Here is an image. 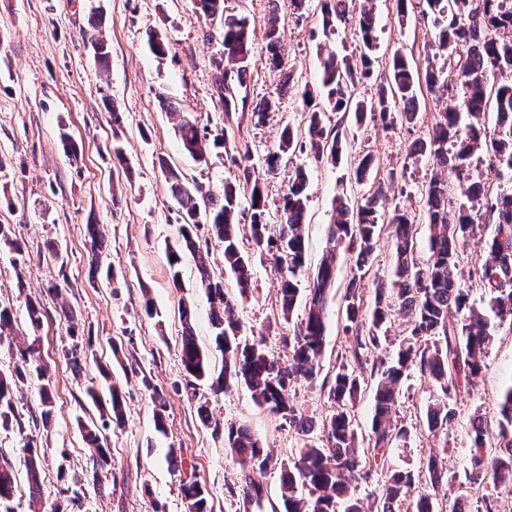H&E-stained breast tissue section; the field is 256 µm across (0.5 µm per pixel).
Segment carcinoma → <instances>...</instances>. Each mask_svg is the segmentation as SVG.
<instances>
[{
  "label": "carcinoma",
  "instance_id": "obj_1",
  "mask_svg": "<svg viewBox=\"0 0 512 512\" xmlns=\"http://www.w3.org/2000/svg\"><path fill=\"white\" fill-rule=\"evenodd\" d=\"M421 14L430 19L441 54L427 58L425 68L410 62L397 50L388 73L375 76L377 56L376 0H323V27L335 33L351 27L362 44L361 67L335 51L321 59L324 106L307 111L304 135L287 125L278 149L268 153L265 164L272 169L282 156L305 155L317 162L336 163L347 144L339 125H331L330 114H354L370 118L386 127L411 125L417 119L421 88L450 101L438 113L429 137L411 144L407 157L430 160L428 180L422 192L429 229L428 253L422 258L416 247V219L405 210L390 207L382 191L369 192L360 202L346 198L334 202L329 241L332 250L313 275L305 303V315L296 336L288 341V360L280 363L266 350L260 338L241 337L239 298L224 289V276L215 275L210 246L219 248L224 271L233 275L240 298L250 287L252 256H268L281 275L282 317L291 315L300 288L298 279L306 267V245L301 226L306 216L307 174L297 166L288 192L278 209V232L269 234V213L258 183L251 180L253 156L249 150L232 158L241 178L226 183L220 191L202 190L190 185L181 172L163 157L158 165L171 199L182 221L181 239L169 248L167 258L174 287H179V266L184 258L195 260L201 287L212 308V328L216 349L224 354V369L211 383L216 392L233 384L246 386L257 406L281 417L302 436L301 448L288 460L277 461L270 450L245 425L224 424V447L245 472L240 493L244 504L263 509V494L249 473L264 472L279 465V497L285 512H400L409 500L412 512H438L437 496L446 491L448 512H469L464 490L485 486L512 492V387L501 396L495 419L496 434L489 435L488 422L480 414L470 418V457L463 475H448L434 454L423 462L424 479L408 470H394L380 493L364 501L351 493V483H369L374 467L385 462V451L406 439L407 431L396 423V407L405 379L419 374L432 379L444 399L428 406L427 426L433 434L448 430L456 411L448 400L463 381L473 385L483 372L485 359L493 346L498 328L512 323V193L492 194L473 175V161L485 158L498 177L512 176V0H420ZM267 20L266 49L275 68L286 66L288 54L281 39L279 0H271ZM197 9L220 21L222 57L225 71L236 76L239 85L248 81L247 62L252 53V31L248 18L226 12L224 0H197ZM94 61L104 66L111 52L94 32L85 33ZM375 86L364 97L357 90ZM493 112L497 123L491 130L481 116ZM173 130L182 150L197 162L206 161L210 146L196 119L189 113L170 110ZM375 166V158L364 155L355 164L353 176L362 182ZM468 181L448 216V181ZM249 198L251 251L240 245L235 217L241 199ZM390 213L395 280L380 283L374 306L365 312L359 292L360 281L370 269L379 242V218ZM493 226L486 242L488 257L463 272L461 258L476 226ZM92 265L99 264L103 241L94 224L87 225ZM0 246L13 251L16 261H27L26 252L13 239L8 224H0ZM345 249L354 267L347 285L343 332L350 359L338 365L330 379L322 382L331 412L317 420L303 414L290 400L289 388L300 379L313 380L322 356L325 317L334 286L337 251ZM483 288L482 304L470 300L467 281ZM30 339L15 335L13 311L0 306V340L15 346L23 365L9 373L0 372V427H17L23 434L20 454L28 479V497L38 501L41 494L39 466L43 457L37 442L24 434L17 418L15 398L20 384L27 380V366H35L43 379L39 388L40 416L43 423L53 418V385L47 368L33 364L36 332L43 324L44 308L32 301L26 304ZM406 319L407 335L395 355L363 366L368 352L382 345L391 318ZM183 323L179 347L185 373V389H196V382L211 376L209 356L197 344L191 327L190 304H180ZM371 390L374 410L369 446L359 445L356 403ZM154 419L159 432H165L166 398L155 393ZM124 419L123 398L118 389L111 392L110 409L98 419L79 424L91 450L93 475L108 463L107 431ZM181 487L187 512H209L203 487L193 474L184 475ZM18 483L14 467L0 464V504L13 499Z\"/></svg>",
  "mask_w": 512,
  "mask_h": 512
}]
</instances>
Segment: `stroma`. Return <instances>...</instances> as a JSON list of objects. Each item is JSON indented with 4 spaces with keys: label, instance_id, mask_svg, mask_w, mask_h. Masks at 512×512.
<instances>
[{
    "label": "stroma",
    "instance_id": "1",
    "mask_svg": "<svg viewBox=\"0 0 512 512\" xmlns=\"http://www.w3.org/2000/svg\"><path fill=\"white\" fill-rule=\"evenodd\" d=\"M102 7L92 20L89 2ZM229 8L248 16L253 32L251 74L244 105L225 112L216 80L222 48L213 32L218 22L200 14L195 0H0V224L10 225L15 239L28 250L27 262H15L0 249V303L11 306L18 328H26V300L45 310L36 347L41 363L50 367L55 383L54 417L50 428L35 418L40 413L38 381L22 384L18 393L21 428H0V453L12 454L22 434L33 435L44 448L42 493L32 504L18 492L12 512H186L180 474L171 469L167 454L176 451L184 467L193 468L203 486L210 512H246L238 487L243 473L197 415L207 402L213 420L235 422L252 429L274 456L288 458L300 446L298 435L279 417L258 407L243 387L214 394L209 385L196 393L184 390L179 345L181 298L194 304L193 331L199 346L208 351L213 366H221L211 328V305L199 285L192 261H185L181 285L173 287L166 247L180 236L176 207L158 166L159 158L175 164L187 179L217 191L237 182L239 170L230 159L232 149L249 146L256 159L254 175L263 190L269 213H276L296 165L282 159L267 170L261 159L274 149L284 125L305 126L301 99L284 87L286 75L296 86L309 85L321 96L320 49L327 46L341 55L356 52V37L342 30H323L319 0H308L302 14L280 10V28L289 49L288 72L272 70L266 61L264 20L270 0H227ZM379 60L394 51L423 64L437 50L430 22L419 9L406 17L396 15L393 0H377ZM97 25L111 49L108 70H99L84 32ZM168 45L164 58L149 49L151 37ZM273 98L278 112L266 123L255 124L253 107ZM191 113L208 138L226 140V148L211 149L204 163L182 151L167 107ZM443 105L432 94L420 95L416 121L409 126L385 127L366 122L356 126L346 117L344 128L352 138L337 164L307 162L309 178L307 219L303 227L306 267L315 272L329 247V226L336 197L362 192L350 177L359 154H373L378 165L365 186L382 187L390 199L413 214H420L427 159L406 156L413 141L427 138ZM121 124H113L112 112ZM76 141L80 156H66L61 133ZM98 225L104 238L103 265L91 269L88 261V225ZM389 226L381 228L380 246L369 274L361 283L364 308L374 305L377 281H391L395 265L388 242ZM62 245V258L46 251L48 242ZM353 272L340 258L336 285L327 306L324 354L320 372L333 374L344 352L343 295ZM279 275L269 258L255 259L251 286L239 319L243 334L265 337L275 357H286L285 337L294 335L304 314L296 304L290 319H283L278 293ZM152 300L155 316L144 311ZM73 310L66 320L61 304ZM78 326L88 354L80 375H73L63 358L72 342L71 326ZM111 375L103 377L100 366ZM101 398L117 386L124 398L126 418L108 433L109 466L98 477L90 475V451L77 422L97 417L85 399L87 385ZM512 385V325L501 326L475 385H464L451 400L457 416L447 434L432 436L425 424L427 407L441 399L440 389L419 376L403 384L397 420L407 438L389 449L387 463L370 483L353 487L355 497L379 492L393 469L421 472L429 452H436L449 472H460L470 454L469 418L480 413L494 419L501 394ZM167 402L166 430L157 432L153 420V393ZM80 481L79 503L69 500L67 488Z\"/></svg>",
    "mask_w": 512,
    "mask_h": 512
}]
</instances>
